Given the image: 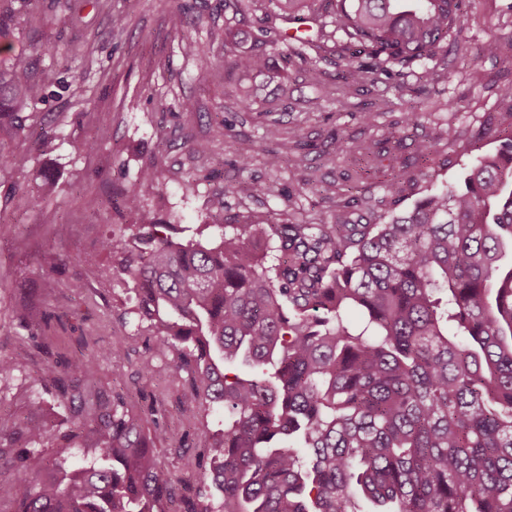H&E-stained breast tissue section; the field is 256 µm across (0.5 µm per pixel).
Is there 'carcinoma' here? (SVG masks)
<instances>
[{
    "mask_svg": "<svg viewBox=\"0 0 512 512\" xmlns=\"http://www.w3.org/2000/svg\"><path fill=\"white\" fill-rule=\"evenodd\" d=\"M318 0H268L263 32L313 20ZM336 30L360 48L341 70L352 86L374 85L388 66H427L464 28L462 0H326ZM224 27V67L247 71L266 54L239 47ZM42 98L29 55L0 68V173L11 192L28 174L4 147L29 142L25 112ZM439 141L413 145L384 180L403 191L409 168L434 163ZM403 148L385 137L356 142L336 130V154L352 152L367 176ZM138 222L102 241L112 261L103 281L134 285L139 328L169 359L184 394L207 413L224 409L209 433V466L162 423L159 409H134L128 396L99 387V360L117 349L55 355L40 303L16 307L33 330L27 346L0 357V381L30 362L44 393L63 408L41 419L0 418V512H512V135L477 160L460 184L417 201L384 224H266L245 217L220 242L173 240L175 224L140 210ZM44 253L52 276L80 256ZM63 442L83 444L80 465L49 457ZM184 462L193 480L161 460Z\"/></svg>",
    "mask_w": 512,
    "mask_h": 512,
    "instance_id": "obj_1",
    "label": "carcinoma"
}]
</instances>
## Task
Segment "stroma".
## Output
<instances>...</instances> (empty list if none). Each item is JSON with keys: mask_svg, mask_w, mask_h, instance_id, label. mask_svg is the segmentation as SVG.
<instances>
[{"mask_svg": "<svg viewBox=\"0 0 512 512\" xmlns=\"http://www.w3.org/2000/svg\"><path fill=\"white\" fill-rule=\"evenodd\" d=\"M181 11L185 24L173 29L171 11ZM466 23L457 44L437 68L443 76L423 85L419 67L392 68L377 86L354 90L338 79V55L351 54L346 38L321 14L326 55L323 73L312 78L303 57L291 53L286 40L266 44L267 65L260 71H224V47L209 39L211 28L231 22L224 0H0L6 40L14 51L41 45L31 57V74L43 85V101L29 118L33 134L43 135L24 162L31 172L50 171L56 180L50 201L33 209L36 194L30 181L26 195L9 198L0 184V357L12 355L28 333L14 319L12 308L28 292H37L49 315L46 336L59 356L70 357L85 338L90 349L119 347L123 375L112 373L111 358L100 360V381L128 394L144 410L155 402L167 408L164 423L187 447H204L205 428H217V415H202L195 401L184 397L167 371L153 379L139 378L140 363L155 358L153 343L137 335L133 292L129 283H103L95 269L108 261L101 241L112 229L134 223L122 206V194L137 180L142 167L155 165L160 185L144 194V206L156 220L178 225L179 240L202 239L216 244L222 234L214 226L211 201L224 199V221L241 223L252 214L268 224H332L343 218L370 224L413 204L440 185L455 182L479 155L496 151L499 133L512 131V102L499 98L497 82L512 73V0H464ZM125 18L114 27L113 16ZM200 46L196 56L183 51L185 40ZM500 40L498 56L481 52L482 45ZM244 86L253 96L242 110L232 90ZM456 111H449L448 100ZM192 110H184V101ZM377 115L368 126L364 113ZM417 115L415 124L402 121ZM455 124L460 138L441 147L431 167L416 171L399 200L386 196L379 180L364 184L358 201L337 206L327 187L343 186L357 168L352 155H340L332 136L345 130L359 141L394 134L405 141L432 136ZM278 125L279 140L267 143V125ZM222 139H214L216 127ZM96 140V154H80L79 142ZM303 148H296V141ZM208 143L207 152L193 151ZM281 157L278 168L266 163L267 150ZM248 155L240 166V155ZM195 189H182L186 178ZM246 183L249 194L229 192V185ZM71 227L68 248L81 257L66 265L53 280L37 266L39 255L54 244L55 225ZM81 281L82 291L71 288ZM61 408L44 395L38 367L28 364L0 382V417L47 421Z\"/></svg>", "mask_w": 512, "mask_h": 512, "instance_id": "1", "label": "stroma"}]
</instances>
